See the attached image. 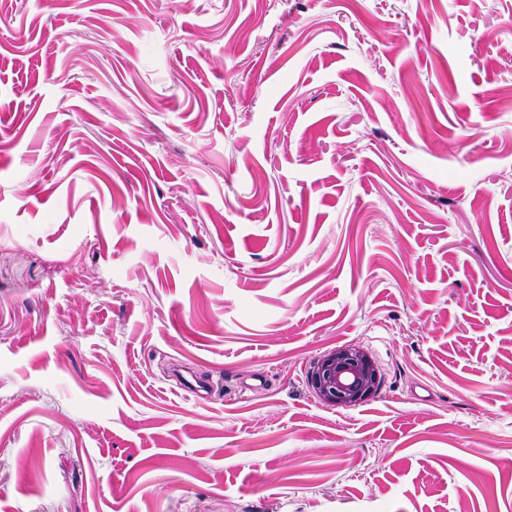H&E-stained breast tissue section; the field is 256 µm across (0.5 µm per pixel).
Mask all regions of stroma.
Segmentation results:
<instances>
[{
    "mask_svg": "<svg viewBox=\"0 0 512 512\" xmlns=\"http://www.w3.org/2000/svg\"><path fill=\"white\" fill-rule=\"evenodd\" d=\"M0 512H512V0H0ZM311 383L321 400L335 406H350L374 392L380 377L363 350L345 346L332 350L316 363Z\"/></svg>",
    "mask_w": 512,
    "mask_h": 512,
    "instance_id": "obj_1",
    "label": "stroma"
}]
</instances>
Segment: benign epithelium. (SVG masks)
I'll use <instances>...</instances> for the list:
<instances>
[{"label": "benign epithelium", "instance_id": "obj_1", "mask_svg": "<svg viewBox=\"0 0 512 512\" xmlns=\"http://www.w3.org/2000/svg\"><path fill=\"white\" fill-rule=\"evenodd\" d=\"M311 383L321 400L335 406H350L374 392L380 377L364 351L345 346L332 350L316 363Z\"/></svg>", "mask_w": 512, "mask_h": 512}]
</instances>
